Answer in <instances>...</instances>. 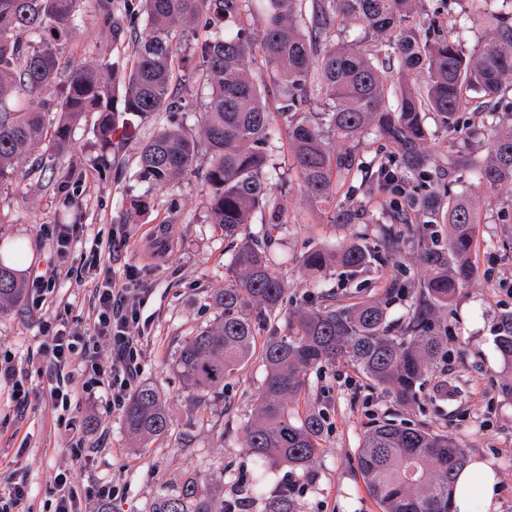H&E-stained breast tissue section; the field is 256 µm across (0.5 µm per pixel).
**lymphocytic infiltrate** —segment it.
<instances>
[{
	"label": "lymphocytic infiltrate",
	"instance_id": "obj_1",
	"mask_svg": "<svg viewBox=\"0 0 512 512\" xmlns=\"http://www.w3.org/2000/svg\"><path fill=\"white\" fill-rule=\"evenodd\" d=\"M128 280L117 283L103 279L94 290L95 317L89 331L76 335L45 325L49 337L41 353L51 369L47 394L62 413L61 426H68V413L84 394L101 391L110 394L113 405H122L126 394L141 374V355L137 337L131 336L129 326L140 317V304L130 296L127 286L135 279V272H128ZM112 347L109 360H102L101 342ZM115 489L111 486L89 485L80 487L73 483L69 473L60 472L53 479L48 512H81V502L94 498L111 501Z\"/></svg>",
	"mask_w": 512,
	"mask_h": 512
}]
</instances>
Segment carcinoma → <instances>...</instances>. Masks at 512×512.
<instances>
[{"label": "carcinoma", "mask_w": 512, "mask_h": 512, "mask_svg": "<svg viewBox=\"0 0 512 512\" xmlns=\"http://www.w3.org/2000/svg\"><path fill=\"white\" fill-rule=\"evenodd\" d=\"M417 0H95L105 32L102 58L74 63L63 50L78 40L87 0H0V185L17 178V164L47 147L58 154L74 125L96 115L95 130L107 146L119 123L149 119L186 108L174 84L182 47L191 49L210 88L201 116L202 138L161 127L142 145L135 177L150 186L177 183L193 173L200 145L211 163L203 178L212 223L235 241L245 235L255 212L268 214L262 239L248 238L232 255L213 300L219 317L184 339L176 365L181 376L204 392H223L224 382L253 356L260 326L284 316L287 332L261 345L266 376L246 431V448L258 462L302 467L315 456L325 428L319 413L297 418L289 403L306 393L308 374L344 362L397 406L420 400L425 373L448 359V303L476 276L478 202L450 194L434 181L440 156L429 146L424 112L435 113L448 134L458 138V114L468 91L483 94L487 123L471 127L470 139L485 135L503 106L501 93L512 86V0H468L475 11L490 6L493 35L467 54L452 32L410 20ZM262 21L260 28L248 22ZM149 33L136 44L133 65L125 67L112 49L136 36L140 22ZM214 34L199 41L198 23ZM369 29L394 33L390 48L400 82L396 101L386 100L393 72L386 60L362 45L336 43V33ZM69 66L67 81L60 68ZM278 103L272 112L265 98ZM334 105L314 111L320 95ZM40 101L34 109L30 102ZM376 132L392 147L378 167L389 188L391 224L372 245L354 236L334 251L311 249L301 266L311 277L331 268L366 272L398 252L406 235L417 237L421 275L410 290L392 281L374 295L328 292L316 308L286 309L288 281L273 264L272 232L285 225L280 203L269 196L271 146L280 132L288 138L298 189L309 204L334 203L364 168L361 137ZM456 182L494 192L512 188V127L488 139V155L446 152ZM414 180L421 191L408 192ZM444 224L447 234L431 230ZM26 288L0 258V311L19 303ZM412 294L405 319L389 321L395 296ZM494 342L512 372V310L499 315ZM123 424L147 443L169 429L166 401L144 384L130 397ZM468 463L467 450L448 432L378 421L363 436L357 466L381 512H449L453 484ZM224 475L191 480L155 503L152 512H226L215 486ZM263 512H296L280 493Z\"/></svg>", "instance_id": "cac0c4a2"}]
</instances>
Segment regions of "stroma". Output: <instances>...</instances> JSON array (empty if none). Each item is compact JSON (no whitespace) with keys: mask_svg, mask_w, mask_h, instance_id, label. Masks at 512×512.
Listing matches in <instances>:
<instances>
[{"mask_svg":"<svg viewBox=\"0 0 512 512\" xmlns=\"http://www.w3.org/2000/svg\"><path fill=\"white\" fill-rule=\"evenodd\" d=\"M469 9L468 0H419L414 17L455 25L463 49L473 53L491 29ZM166 123L162 114L130 119L105 146L96 137L93 117L83 118L73 127L66 154L45 152L38 167L31 159H21L17 181L0 186V250L24 244L28 256L17 264L22 277L45 269L54 255L51 241L41 235L42 225L76 227L46 309L31 310L24 300L0 312V362L27 371L29 387V402L19 411L7 386L0 384V490L25 482L30 512H43L55 474L66 471L76 485H112L119 492L106 506L83 502V512H150L157 498L177 491L187 480L220 473V496L245 502L246 512H262L266 495L290 479L297 483V512H380L356 458L366 430L392 418L452 433L469 457L491 461L499 474L496 512H512V400L499 391L503 365L494 343L499 313L512 310V241L503 231L504 225H512V191L479 199L476 277L448 305V362L443 369L428 371L419 404L396 406L350 365L323 367L310 373L306 394L289 406L296 416H325L326 428L312 462L301 468L274 463L262 467L245 446V428L265 376L261 357L253 356L220 394L193 389L176 367L185 337L220 314L213 295L224 285V269L234 249L212 224L201 192L210 163L207 152L199 153L193 174L180 182L151 188L136 179L139 147ZM389 150L375 133L365 134V168L349 188V204L361 211L362 219L347 228L333 223L332 208L311 206L298 189L282 187L288 175V143L283 136L275 140L276 174L268 185L280 197L285 226L272 251L290 285L289 305L316 301L320 293L343 282L349 290L369 294L375 285L418 276L407 242L396 257L371 273L348 277L332 270L316 283L298 263L306 250H334L353 232L368 243L382 238L391 222L389 191L377 177L376 163ZM102 153L111 162L105 170L93 163ZM133 196L143 197L146 208L132 210ZM95 244L101 247V259L92 271L87 261ZM131 268L138 272L133 292L143 300L141 317L129 328L141 339L139 380L159 389L170 417L168 432L145 444L129 437L122 408L103 393L82 396L69 414V426H60L44 393L48 370L39 352L45 322L59 316L68 329L86 332L93 322L97 283L108 275L124 281ZM443 372L452 386L447 397L437 398L433 386ZM74 433L84 443L78 461L70 451Z\"/></svg>","mask_w":512,"mask_h":512,"instance_id":"35a3bbf8","label":"stroma"}]
</instances>
